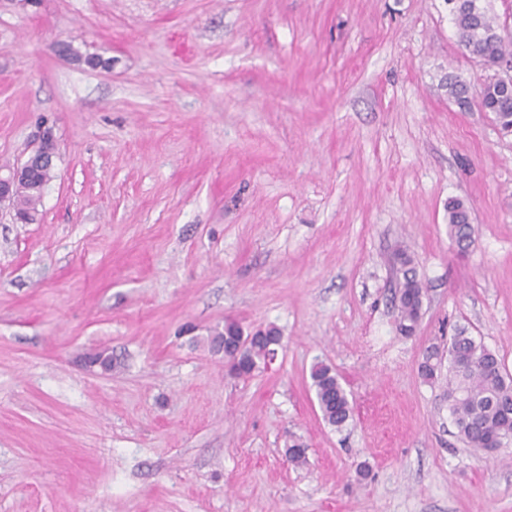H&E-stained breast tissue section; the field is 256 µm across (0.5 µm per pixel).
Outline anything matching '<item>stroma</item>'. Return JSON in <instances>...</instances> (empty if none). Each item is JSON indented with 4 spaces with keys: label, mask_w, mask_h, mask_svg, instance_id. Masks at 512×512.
Returning <instances> with one entry per match:
<instances>
[{
    "label": "stroma",
    "mask_w": 512,
    "mask_h": 512,
    "mask_svg": "<svg viewBox=\"0 0 512 512\" xmlns=\"http://www.w3.org/2000/svg\"><path fill=\"white\" fill-rule=\"evenodd\" d=\"M449 74L489 71L445 0H0V166L58 142L36 222L0 212V512H512V447L466 448L420 374L459 329L512 373V135ZM228 319L279 329L271 367L229 374ZM448 236L460 253H464L472 242L474 227L471 224L469 207L463 200L448 199ZM424 289L412 268L404 270L403 282L396 297L399 314V329L405 336H411L422 317ZM310 380L326 424L337 431L347 427L353 419V404L335 370L325 362H316L311 368Z\"/></svg>",
    "instance_id": "35a3bbf8"
}]
</instances>
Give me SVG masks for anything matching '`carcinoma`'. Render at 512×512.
Here are the masks:
<instances>
[{"label":"carcinoma","instance_id":"cac0c4a2","mask_svg":"<svg viewBox=\"0 0 512 512\" xmlns=\"http://www.w3.org/2000/svg\"><path fill=\"white\" fill-rule=\"evenodd\" d=\"M451 3L459 45L465 52L492 69L502 63H512V41L502 37L500 27L475 0H447ZM448 97L460 108L476 102L484 112L493 114L499 131L512 135V87L501 84L494 76L487 77L479 93L470 97V88L462 80L448 76ZM54 171L46 165L35 167L27 180L21 182L12 200L14 212L36 219L38 205ZM448 236L458 251L464 253L472 242L474 227L466 203L451 198L447 204ZM405 267L403 282L396 297L399 329L411 336L422 317L424 289L405 252L398 256ZM244 334L241 325L233 320L224 321V328H216L210 336L213 350L224 352V360L232 364L230 374L250 377L266 367L269 353L275 349L280 332L269 326L252 334L249 344L238 349ZM421 376L435 380L440 375V363L435 352H430L420 365ZM323 420L340 431L353 419V404L335 370L323 361L316 362L310 371ZM448 410L453 417L460 440L469 448L484 451L496 443L501 448L512 444V375L502 361L482 342L461 330L448 342ZM288 461L300 467L307 463V448L299 440L285 450Z\"/></svg>","mask_w":512,"mask_h":512}]
</instances>
